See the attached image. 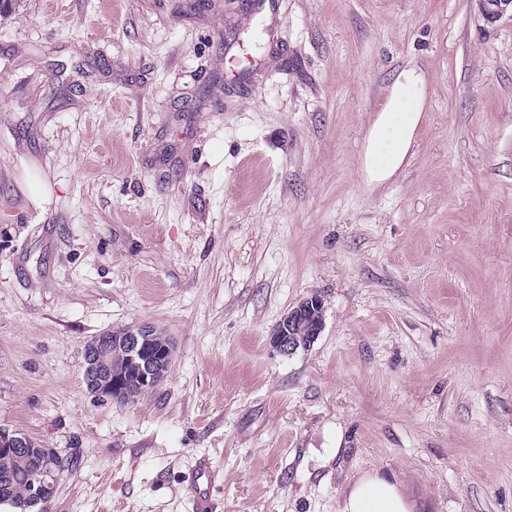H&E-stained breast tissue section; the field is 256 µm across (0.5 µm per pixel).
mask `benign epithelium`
I'll list each match as a JSON object with an SVG mask.
<instances>
[{
    "instance_id": "benign-epithelium-1",
    "label": "benign epithelium",
    "mask_w": 512,
    "mask_h": 512,
    "mask_svg": "<svg viewBox=\"0 0 512 512\" xmlns=\"http://www.w3.org/2000/svg\"><path fill=\"white\" fill-rule=\"evenodd\" d=\"M479 14L489 23L507 16L512 19V0H476ZM324 306L320 296L312 295L300 301L278 321L270 338L272 346L281 353L292 354L299 348L311 346L324 326ZM121 346L131 365V376L144 393L156 389L164 380L173 356L170 343L156 338L151 326L130 328L120 336L106 331L93 339L87 352L85 381L96 396L117 402L122 398L124 383L112 378L108 359L112 345ZM12 453H31L29 437L16 430L0 427V446ZM59 479L57 459L47 451L41 452L29 479L28 506L35 507L54 495Z\"/></svg>"
}]
</instances>
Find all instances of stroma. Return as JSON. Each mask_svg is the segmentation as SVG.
Segmentation results:
<instances>
[{"label": "stroma", "instance_id": "obj_1", "mask_svg": "<svg viewBox=\"0 0 512 512\" xmlns=\"http://www.w3.org/2000/svg\"><path fill=\"white\" fill-rule=\"evenodd\" d=\"M405 169L359 157L399 70ZM324 329L270 343L311 295ZM151 324L167 379L83 381ZM0 427L80 465L38 512H512V20L474 0H14L0 16ZM387 92L386 102L372 116L364 138L360 168L369 186L388 183L405 165L423 120L425 75L415 67H407ZM154 333L153 327L143 325L130 328L121 336H118L120 331L117 336H112L111 331L95 336L92 349L86 355L87 366L84 373L86 384L92 393L104 400L119 401L125 390L124 383L113 379L112 375L124 380L126 378L127 391L121 404L134 402L142 395L140 390L145 394L156 389L164 380L171 364L173 347L170 342H163L166 341V336L157 332V338L162 341L160 342ZM112 341H116L117 346H122L126 354L121 349H112ZM109 357L112 374L108 367ZM131 376L138 386L131 381ZM215 481V472L212 470L209 463L200 461L191 476V483L196 492V503L198 512H206L210 508L209 500L207 498L206 489L201 488L206 485L207 487ZM414 509L400 482L375 470L344 489L339 512H416Z\"/></svg>", "mask_w": 512, "mask_h": 512}]
</instances>
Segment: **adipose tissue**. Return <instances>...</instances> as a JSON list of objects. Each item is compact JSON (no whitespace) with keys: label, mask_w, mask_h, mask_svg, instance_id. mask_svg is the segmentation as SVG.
<instances>
[{"label":"adipose tissue","mask_w":512,"mask_h":512,"mask_svg":"<svg viewBox=\"0 0 512 512\" xmlns=\"http://www.w3.org/2000/svg\"><path fill=\"white\" fill-rule=\"evenodd\" d=\"M426 79L422 71H400L388 88L386 102L367 128L360 159L364 181L381 186L404 166L423 120ZM415 506L396 479L379 471L362 474L342 493L340 512H414Z\"/></svg>","instance_id":"ef3b65f1"}]
</instances>
